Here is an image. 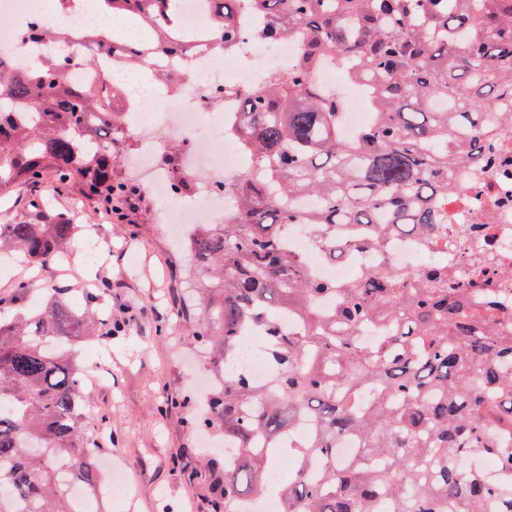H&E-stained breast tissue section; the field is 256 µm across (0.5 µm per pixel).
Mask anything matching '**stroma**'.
<instances>
[{
	"mask_svg": "<svg viewBox=\"0 0 512 512\" xmlns=\"http://www.w3.org/2000/svg\"><path fill=\"white\" fill-rule=\"evenodd\" d=\"M53 205L102 249L91 265L69 247L66 264L53 267L60 287L76 298L95 294L89 316L134 323L131 334L75 346L87 366L112 355L111 387L87 406L85 428L122 462L132 491L119 503L104 500V512H210L224 452L202 447L192 425L201 407L189 372L196 319L181 314L190 293L185 262L159 222L158 203L145 196L128 224L110 223L70 197Z\"/></svg>",
	"mask_w": 512,
	"mask_h": 512,
	"instance_id": "obj_1",
	"label": "stroma"
}]
</instances>
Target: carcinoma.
Returning a JSON list of instances; mask_svg holds the SVG:
<instances>
[{
    "label": "carcinoma",
    "instance_id": "obj_1",
    "mask_svg": "<svg viewBox=\"0 0 512 512\" xmlns=\"http://www.w3.org/2000/svg\"><path fill=\"white\" fill-rule=\"evenodd\" d=\"M151 33L134 49L105 38L98 53L135 67L190 53L179 0H100ZM209 0V39L224 52L242 45L236 14L266 18L261 35L294 39L287 70L248 93L236 129L258 166L235 184L237 206L222 224H197L188 261L205 272L204 318L193 334L208 358L231 368L241 332L265 334L272 379L232 372L200 418L242 450L218 481L211 512H235L260 497L273 455L288 453L291 475L279 512H512V306L498 288L448 277L433 260L410 279L380 267L353 285L306 273L284 246L290 224L344 250L382 251L395 234L434 244L448 223V194L460 166L494 156L483 139L490 119L512 122V0ZM48 43L42 63L16 68L0 49V193L30 188L31 221L0 224V248L46 271L73 242L75 225L50 198L75 193L93 209L131 223L141 188L118 176L129 134L106 85L78 86L72 71L96 66L65 26L36 25ZM345 57V79L370 84L373 121L347 139L341 100L316 74ZM315 201L309 211L292 198ZM337 298L322 313L317 303ZM0 316V512H78L67 491L97 490L104 453L84 428L85 370L72 343L109 337L130 324L91 323L49 276L17 283ZM304 327L284 330L278 313ZM383 335L367 343L368 324ZM375 398L361 408L359 393ZM307 441L285 439L298 422ZM362 440L361 455L336 460L337 441ZM497 461L488 477L464 464ZM323 466L315 470V461Z\"/></svg>",
    "mask_w": 512,
    "mask_h": 512
}]
</instances>
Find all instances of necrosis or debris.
I'll list each match as a JSON object with an SVG mask.
<instances>
[{
    "label": "necrosis or debris",
    "instance_id": "1",
    "mask_svg": "<svg viewBox=\"0 0 512 512\" xmlns=\"http://www.w3.org/2000/svg\"><path fill=\"white\" fill-rule=\"evenodd\" d=\"M84 2L73 0L61 14L52 0H0V16L5 19L0 26V48L10 51L16 67L26 69L46 51L44 42L25 37L35 23H65L81 35L98 32L101 22L83 11ZM237 22L245 40L233 54H224L208 42L197 47L192 57L177 54L163 65L151 62L136 70V77L148 87L156 72L172 76L170 100H161L154 93L139 98L127 94L118 103L124 127L139 140V182L160 200L166 230L183 237L190 225L223 223L234 210L232 187L252 167L247 151L232 134L241 101L252 88L263 86L268 73L286 70L297 53L296 42L277 41L276 52L265 60L263 72L244 75L245 60L260 47L255 36L263 22L247 9L239 12ZM345 67L341 59L327 62L318 78L341 96L344 128L354 133L370 123V114L362 109L368 88L362 83L342 82L339 74ZM217 90L225 93L219 108L212 102ZM204 126L224 129L223 143L203 144L197 132ZM490 131L499 163L462 167L448 198V227L436 250L447 260L452 275L472 273L486 261L495 269L512 266V126L494 124ZM173 144L179 146L180 156L177 165L169 167L164 158ZM288 243L304 255L312 273L339 284L350 283L360 273L383 264L414 273L426 258L414 235L392 236L385 251H352L337 262L327 260V245L313 239L303 226L289 227Z\"/></svg>",
    "mask_w": 512,
    "mask_h": 512
}]
</instances>
